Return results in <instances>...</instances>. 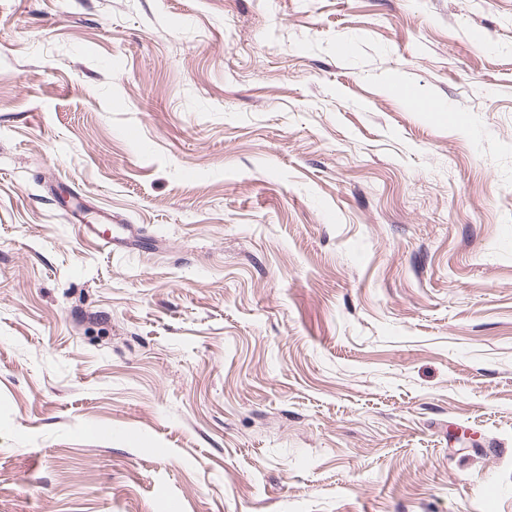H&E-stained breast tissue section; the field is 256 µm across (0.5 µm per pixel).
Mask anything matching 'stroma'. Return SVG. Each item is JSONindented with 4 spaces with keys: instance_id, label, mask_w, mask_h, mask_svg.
<instances>
[{
    "instance_id": "1",
    "label": "stroma",
    "mask_w": 512,
    "mask_h": 512,
    "mask_svg": "<svg viewBox=\"0 0 512 512\" xmlns=\"http://www.w3.org/2000/svg\"><path fill=\"white\" fill-rule=\"evenodd\" d=\"M0 512H512V0H0Z\"/></svg>"
}]
</instances>
